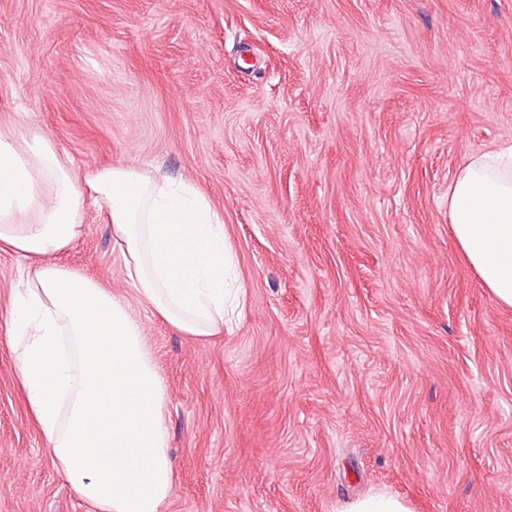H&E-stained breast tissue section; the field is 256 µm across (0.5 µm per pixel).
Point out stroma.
Listing matches in <instances>:
<instances>
[{"mask_svg": "<svg viewBox=\"0 0 512 512\" xmlns=\"http://www.w3.org/2000/svg\"><path fill=\"white\" fill-rule=\"evenodd\" d=\"M194 183L245 290L196 339L126 282L104 215L60 264L123 297L167 387L160 512H512V309L448 188L512 146V0H0V135ZM0 250V512H91L16 380ZM338 512H410L399 498L379 491L345 504Z\"/></svg>", "mask_w": 512, "mask_h": 512, "instance_id": "obj_1", "label": "stroma"}]
</instances>
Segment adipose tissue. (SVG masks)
<instances>
[{"instance_id": "obj_1", "label": "adipose tissue", "mask_w": 512, "mask_h": 512, "mask_svg": "<svg viewBox=\"0 0 512 512\" xmlns=\"http://www.w3.org/2000/svg\"><path fill=\"white\" fill-rule=\"evenodd\" d=\"M104 212L125 279L190 336L232 326L224 217L190 182L129 165L82 174L51 136L0 137V250L27 261L10 310L17 377L65 482L95 512H159L175 471L167 391L126 301L60 266L85 208ZM450 230L496 303L512 308V150L470 155L448 188Z\"/></svg>"}]
</instances>
